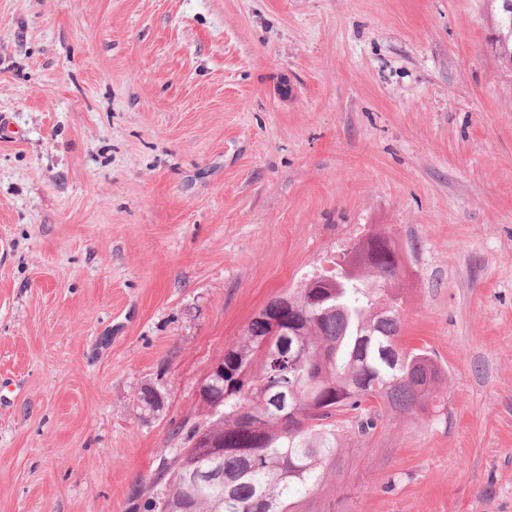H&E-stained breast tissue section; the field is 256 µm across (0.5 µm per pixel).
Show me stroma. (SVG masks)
<instances>
[{
  "label": "stroma",
  "instance_id": "obj_1",
  "mask_svg": "<svg viewBox=\"0 0 512 512\" xmlns=\"http://www.w3.org/2000/svg\"><path fill=\"white\" fill-rule=\"evenodd\" d=\"M494 30L486 0H0V512H140L225 346L378 230L440 399L344 423L306 508L512 512Z\"/></svg>",
  "mask_w": 512,
  "mask_h": 512
}]
</instances>
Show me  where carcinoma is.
<instances>
[{
	"instance_id": "cac0c4a2",
	"label": "carcinoma",
	"mask_w": 512,
	"mask_h": 512,
	"mask_svg": "<svg viewBox=\"0 0 512 512\" xmlns=\"http://www.w3.org/2000/svg\"><path fill=\"white\" fill-rule=\"evenodd\" d=\"M489 2L499 59L512 62V0ZM402 273L383 241L359 286L318 283L288 294L306 313L297 364L261 353L267 323L250 321L220 359L224 416L177 428L184 446L160 459L144 512H299L328 471L346 466L337 413L368 437L392 415L425 412L442 372L427 352L401 344L394 285ZM296 377L302 383L288 407H278L276 396ZM214 468L221 485L193 480Z\"/></svg>"
}]
</instances>
